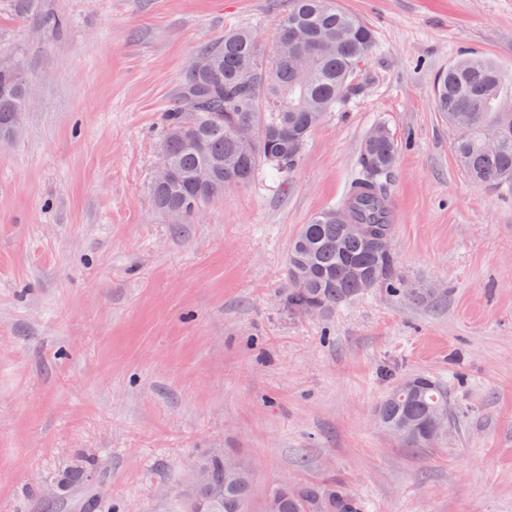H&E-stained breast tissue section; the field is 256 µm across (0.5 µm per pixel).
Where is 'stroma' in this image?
I'll list each match as a JSON object with an SVG mask.
<instances>
[{
    "label": "stroma",
    "instance_id": "1",
    "mask_svg": "<svg viewBox=\"0 0 512 512\" xmlns=\"http://www.w3.org/2000/svg\"><path fill=\"white\" fill-rule=\"evenodd\" d=\"M338 3L374 34L358 91L286 177L259 168L183 223L151 196L163 114L224 31L273 47L286 0H0V62L33 85L0 141V512H183L212 448L250 466L246 512L327 482L364 512H512V188L469 181L433 92L477 54L512 97V0ZM378 126L399 149L404 290L291 311L289 244L341 202ZM413 374L453 415L420 450L375 418ZM90 457L92 481L48 496Z\"/></svg>",
    "mask_w": 512,
    "mask_h": 512
}]
</instances>
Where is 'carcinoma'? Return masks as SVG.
<instances>
[{
	"mask_svg": "<svg viewBox=\"0 0 512 512\" xmlns=\"http://www.w3.org/2000/svg\"><path fill=\"white\" fill-rule=\"evenodd\" d=\"M370 28L337 0H288L271 52L247 29L227 32L203 46L200 71H187L172 108L163 114L160 153L174 169L171 180L153 181L155 206L174 217H192L211 198L249 183L259 167L286 176L298 163L310 132L357 86L355 74L372 51ZM503 74L485 57L463 56L439 75L437 111L452 130L461 169L476 185L512 184V102L503 98ZM29 79L11 63L0 64V139L15 134L28 100ZM250 128L254 142L242 152L237 130ZM398 146L383 128L364 140L357 173L341 204L300 227L288 250V304L308 314H327L374 289L400 286L388 219L385 179ZM363 224L367 233L352 232ZM448 414V391L421 374L399 381L376 409V420L409 448L439 437L436 424ZM88 459L56 485L89 482ZM187 512H245L252 471L237 457L213 450L193 462ZM264 512H363L359 500L333 483L281 484Z\"/></svg>",
	"mask_w": 512,
	"mask_h": 512,
	"instance_id": "carcinoma-1",
	"label": "carcinoma"
}]
</instances>
